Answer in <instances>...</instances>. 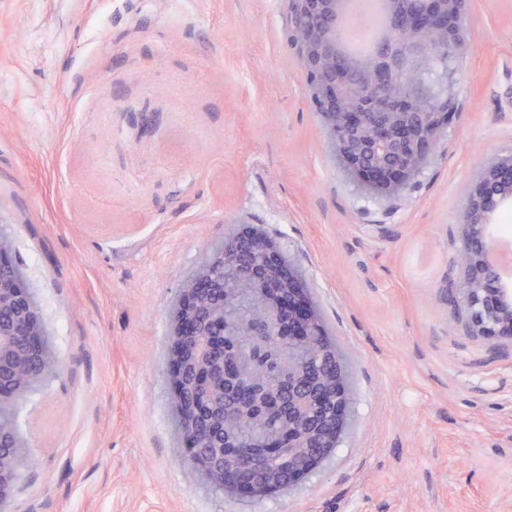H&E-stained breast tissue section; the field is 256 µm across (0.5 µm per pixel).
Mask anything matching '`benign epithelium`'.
Instances as JSON below:
<instances>
[{
    "instance_id": "obj_1",
    "label": "benign epithelium",
    "mask_w": 512,
    "mask_h": 512,
    "mask_svg": "<svg viewBox=\"0 0 512 512\" xmlns=\"http://www.w3.org/2000/svg\"><path fill=\"white\" fill-rule=\"evenodd\" d=\"M288 2V43L295 50L313 103L321 105L324 129L340 165L368 192L382 195L401 193L427 164L448 128L451 99L437 90L425 96L397 87L401 74L415 62L429 56L459 55L465 40L464 17L467 0H418L416 12L400 7L403 0H386L388 25L393 30L407 27L413 35L379 50L382 76L365 93L347 73H336L326 63L336 59L338 21L347 0H286ZM426 101H420V97ZM512 200V153L487 161L473 180L461 208V246L457 265L461 277L454 292L465 311V327L472 336L512 340V292L501 282L495 255L491 221L495 211ZM280 245L253 228L239 231L224 242V248L203 263L189 277L193 287L180 289L172 321L173 342L169 365L173 392L180 394L186 383V365L180 351L184 336L194 335L199 313L200 290L254 288L265 295L269 323L259 335L266 336L282 314L288 315V335L303 340L321 327L319 310L309 298L298 272L285 269ZM9 311L18 323L12 330L0 325V336H20L41 316L40 306L27 287L21 268L13 267L0 276V312ZM329 375L323 403L331 416L329 426H305L288 433V447L298 449L289 476L310 469L315 460L328 455L347 425L349 410L348 368L329 342ZM182 430L191 436L185 447L189 463L209 483L224 481V491L257 497L276 483L270 470L277 455L272 442L233 444L242 478L225 479L224 457H198L197 415L184 419ZM11 469L0 468V512H12L14 497L11 471L27 457L24 437L15 438Z\"/></svg>"
}]
</instances>
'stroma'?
I'll use <instances>...</instances> for the list:
<instances>
[{
    "instance_id": "1",
    "label": "stroma",
    "mask_w": 512,
    "mask_h": 512,
    "mask_svg": "<svg viewBox=\"0 0 512 512\" xmlns=\"http://www.w3.org/2000/svg\"><path fill=\"white\" fill-rule=\"evenodd\" d=\"M453 112L397 196L335 160L286 0H0V229L62 361L21 410L14 512H512V341L455 317L461 205L512 151V0H469ZM280 244L350 362L352 423L292 488L214 494L167 371L184 280Z\"/></svg>"
}]
</instances>
